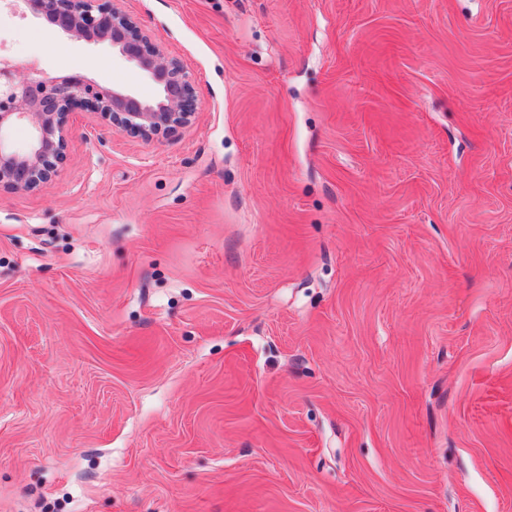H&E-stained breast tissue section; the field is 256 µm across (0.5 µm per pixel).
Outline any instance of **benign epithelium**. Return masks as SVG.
<instances>
[{
    "instance_id": "benign-epithelium-1",
    "label": "benign epithelium",
    "mask_w": 512,
    "mask_h": 512,
    "mask_svg": "<svg viewBox=\"0 0 512 512\" xmlns=\"http://www.w3.org/2000/svg\"><path fill=\"white\" fill-rule=\"evenodd\" d=\"M53 32L88 44L112 46L154 84L145 99L126 88L101 84L81 73L51 75L22 70L0 55V190L28 191L52 183L66 159L67 125L75 112H90L113 128L146 141L189 126L195 115L192 78L121 6V0H0ZM22 125L27 147L15 150L3 131Z\"/></svg>"
}]
</instances>
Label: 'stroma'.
I'll use <instances>...</instances> for the list:
<instances>
[{
  "label": "stroma",
  "mask_w": 512,
  "mask_h": 512,
  "mask_svg": "<svg viewBox=\"0 0 512 512\" xmlns=\"http://www.w3.org/2000/svg\"><path fill=\"white\" fill-rule=\"evenodd\" d=\"M122 7L196 114L0 192V512H512V0Z\"/></svg>",
  "instance_id": "1"
}]
</instances>
